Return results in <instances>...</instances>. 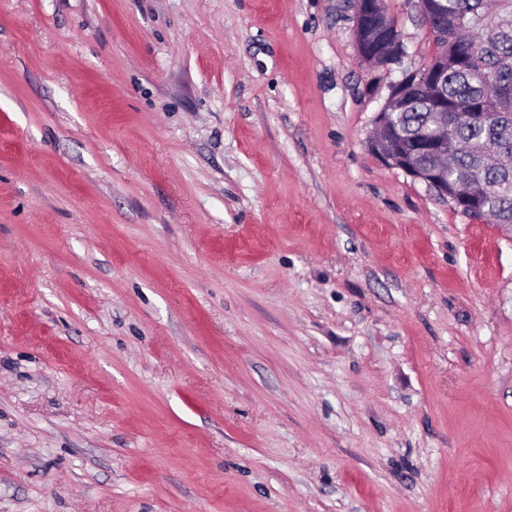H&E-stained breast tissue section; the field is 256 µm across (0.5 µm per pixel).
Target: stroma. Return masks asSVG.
Masks as SVG:
<instances>
[{
	"mask_svg": "<svg viewBox=\"0 0 512 512\" xmlns=\"http://www.w3.org/2000/svg\"><path fill=\"white\" fill-rule=\"evenodd\" d=\"M383 4L0 0V512H512V229L369 151ZM386 14L381 0H358L355 8L354 40L358 56L369 64H379L382 67L397 62L404 53L400 35L389 39L386 27L376 25L372 30L368 27L370 15L380 17L379 12Z\"/></svg>",
	"mask_w": 512,
	"mask_h": 512,
	"instance_id": "1",
	"label": "stroma"
}]
</instances>
